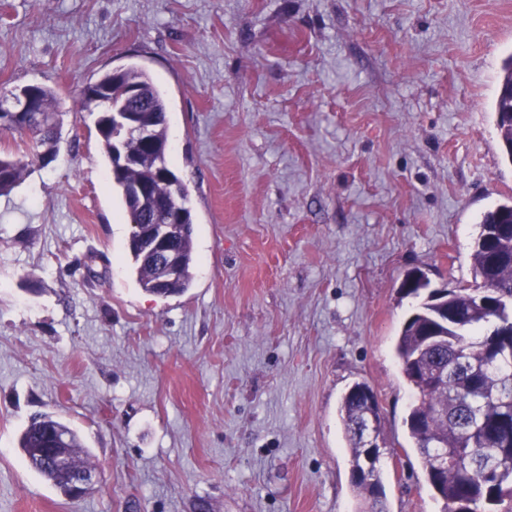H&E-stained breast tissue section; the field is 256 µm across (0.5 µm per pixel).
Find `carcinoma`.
Segmentation results:
<instances>
[{"label":"carcinoma","instance_id":"cac0c4a2","mask_svg":"<svg viewBox=\"0 0 512 512\" xmlns=\"http://www.w3.org/2000/svg\"><path fill=\"white\" fill-rule=\"evenodd\" d=\"M93 85L107 94L96 101L83 87V109L104 111L107 102L121 104L132 85L141 89L140 108L153 120V136L167 141V102L150 74L137 64L104 73ZM496 126L503 139L505 157L512 162V56L503 66L494 104ZM40 160L39 145L32 141L22 154L0 152V195L10 193L26 169ZM171 171L167 156L148 154L123 171L112 170L111 182L119 194L131 235L145 216L163 219L164 212L142 206L132 185L150 182L158 205L179 204L189 213L188 189L179 184V197L171 200L170 183L161 177ZM471 254L475 285L441 289L425 281L412 289L421 299L403 323L395 344L401 373L411 388L412 403L404 419L414 442L427 483L441 512H512V341L491 344L498 324L512 321L506 310L512 306V201L486 210ZM175 248L180 257L178 278L164 296L185 293L192 285L195 263L193 227L178 235ZM132 268L140 287L156 293L154 269L140 250L128 247ZM356 382L345 392L340 416L348 441L352 484L368 505L367 512H385L384 487L377 467L381 449L367 460L362 436L368 423L382 431L379 403L359 395ZM53 435L65 438L74 463L90 469L78 433L55 416L45 413L23 431L19 447L29 467L69 495L70 476L46 461V443Z\"/></svg>","mask_w":512,"mask_h":512}]
</instances>
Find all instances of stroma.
Returning <instances> with one entry per match:
<instances>
[{
  "mask_svg": "<svg viewBox=\"0 0 512 512\" xmlns=\"http://www.w3.org/2000/svg\"><path fill=\"white\" fill-rule=\"evenodd\" d=\"M512 0H0V92L62 99L60 150L0 195V512H361L339 414L384 417L385 512H440L393 354L406 274L473 286L512 199L492 110ZM136 63L167 99L189 290L143 291L77 90ZM51 413L96 473L69 499L19 437Z\"/></svg>",
  "mask_w": 512,
  "mask_h": 512,
  "instance_id": "1",
  "label": "stroma"
}]
</instances>
